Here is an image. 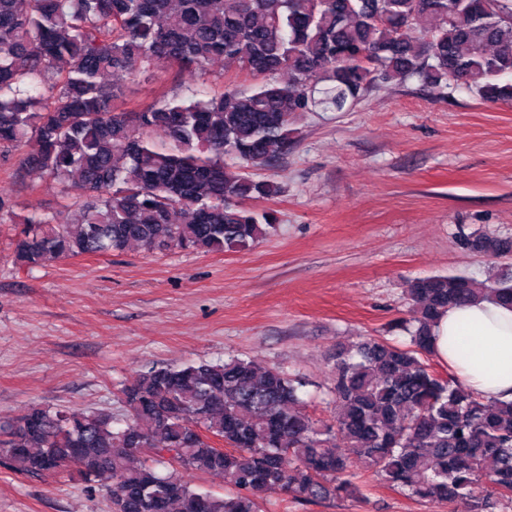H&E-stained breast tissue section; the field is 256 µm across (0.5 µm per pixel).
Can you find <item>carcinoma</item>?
Returning a JSON list of instances; mask_svg holds the SVG:
<instances>
[{"mask_svg":"<svg viewBox=\"0 0 512 512\" xmlns=\"http://www.w3.org/2000/svg\"><path fill=\"white\" fill-rule=\"evenodd\" d=\"M160 59L190 75L234 60L261 81L126 109L115 79ZM412 77L511 101L512 81L501 80L512 78V0H0V170L38 171L74 192L64 211L22 219L13 262L246 250L277 216L245 201L280 192L253 169L288 150L297 120L346 112L377 83ZM29 140L37 148L21 152ZM468 245L495 259L512 252L487 238ZM476 299L511 305L512 264L489 285L415 279L409 344L368 339L336 353L333 424L304 410L301 382L231 357L138 374L121 389L122 419L32 405L0 421V461L31 476L71 461L106 488L112 512H259L273 488L345 497L356 461L452 512H498L512 503V402L425 361L436 318ZM147 453L222 474L234 493L200 492Z\"/></svg>","mask_w":512,"mask_h":512,"instance_id":"1","label":"carcinoma"}]
</instances>
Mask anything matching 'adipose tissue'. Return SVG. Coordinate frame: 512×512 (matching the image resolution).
<instances>
[{"mask_svg": "<svg viewBox=\"0 0 512 512\" xmlns=\"http://www.w3.org/2000/svg\"><path fill=\"white\" fill-rule=\"evenodd\" d=\"M432 336L435 357L468 388L512 401V306L484 299L452 307Z\"/></svg>", "mask_w": 512, "mask_h": 512, "instance_id": "ef3b65f1", "label": "adipose tissue"}]
</instances>
